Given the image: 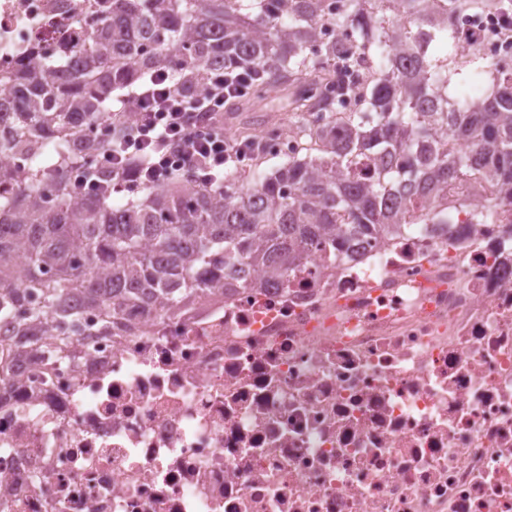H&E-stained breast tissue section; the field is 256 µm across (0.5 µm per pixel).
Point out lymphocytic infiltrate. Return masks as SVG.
Returning <instances> with one entry per match:
<instances>
[{
    "mask_svg": "<svg viewBox=\"0 0 512 512\" xmlns=\"http://www.w3.org/2000/svg\"><path fill=\"white\" fill-rule=\"evenodd\" d=\"M210 84L207 92L188 101L160 74L150 87L136 92L135 136L110 144L98 164L118 169L122 156L137 153L145 155L146 163L136 172H121L112 185L113 194L157 186L185 170L205 183L250 158V149L224 132V105L229 99L247 97V80L232 81L218 74Z\"/></svg>",
    "mask_w": 512,
    "mask_h": 512,
    "instance_id": "obj_1",
    "label": "lymphocytic infiltrate"
}]
</instances>
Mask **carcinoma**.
<instances>
[{
    "label": "carcinoma",
    "instance_id": "carcinoma-1",
    "mask_svg": "<svg viewBox=\"0 0 512 512\" xmlns=\"http://www.w3.org/2000/svg\"><path fill=\"white\" fill-rule=\"evenodd\" d=\"M340 2L333 13L329 0H72L91 18L85 40L11 76L15 136L0 142L12 152L0 166L1 343L28 336L56 362L86 308L110 328L127 305L167 314L215 288H252L251 268L284 282L315 242L388 240L408 211L434 223L424 202L450 182L488 184L512 206V62L457 59L451 20L512 13V0ZM330 27L348 42L326 36ZM128 54L142 64L128 67ZM339 63L357 72L346 94L361 109L344 119L330 111L322 142L253 184L203 186L184 171L115 205L106 189L69 179L108 148L93 128L107 120L113 134H134L131 93L158 73L189 97L217 71L247 77L254 104L284 93L288 129L306 139L311 85L336 79ZM467 67L490 73L493 92L448 98ZM123 89L115 110L112 92ZM55 137L61 147L47 157Z\"/></svg>",
    "mask_w": 512,
    "mask_h": 512
}]
</instances>
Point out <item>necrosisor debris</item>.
<instances>
[{
	"mask_svg": "<svg viewBox=\"0 0 512 512\" xmlns=\"http://www.w3.org/2000/svg\"><path fill=\"white\" fill-rule=\"evenodd\" d=\"M70 0H0V74L57 51ZM458 32L512 61L501 15ZM406 218L386 242L322 245L285 282L132 307L0 383V512H512V237Z\"/></svg>",
	"mask_w": 512,
	"mask_h": 512,
	"instance_id": "obj_1",
	"label": "necrosis or debris"
}]
</instances>
